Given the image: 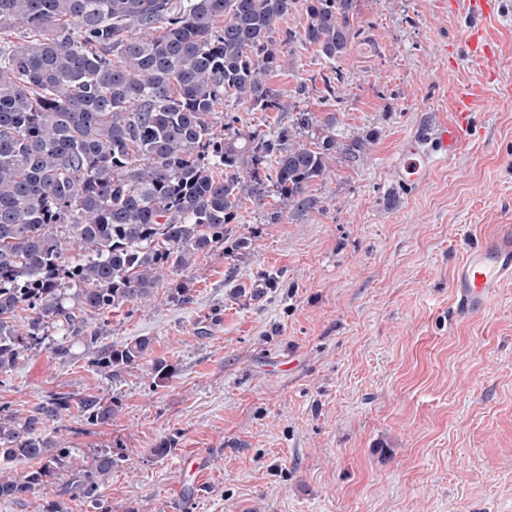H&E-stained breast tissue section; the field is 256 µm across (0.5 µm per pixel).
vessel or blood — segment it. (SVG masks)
<instances>
[{
	"instance_id": "vessel-or-blood-1",
	"label": "vessel or blood",
	"mask_w": 512,
	"mask_h": 512,
	"mask_svg": "<svg viewBox=\"0 0 512 512\" xmlns=\"http://www.w3.org/2000/svg\"><path fill=\"white\" fill-rule=\"evenodd\" d=\"M489 3L490 0H463L470 22L467 49L471 55L483 58L489 52L480 41V23L490 15ZM466 117V112H458L453 121L435 122L401 140L390 159L400 186L418 189L432 179L440 166L447 164L460 148ZM508 279H512V224H501L493 235L469 247L453 270L451 286L457 316L481 313Z\"/></svg>"
}]
</instances>
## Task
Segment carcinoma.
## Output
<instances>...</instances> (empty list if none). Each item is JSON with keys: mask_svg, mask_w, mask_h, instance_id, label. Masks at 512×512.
Wrapping results in <instances>:
<instances>
[{"mask_svg": "<svg viewBox=\"0 0 512 512\" xmlns=\"http://www.w3.org/2000/svg\"><path fill=\"white\" fill-rule=\"evenodd\" d=\"M299 8L303 33L279 37ZM356 11L357 0H0V375L76 346L107 377L137 367L151 339L104 345L108 320L91 318L148 304L168 274L223 246L243 199L308 204L340 151L332 135L300 141L314 113L271 137L218 133L216 119L229 105L283 110L270 76L293 68L285 46L297 38L336 64L359 42ZM168 288L191 302L186 283ZM116 408L70 392L25 414L0 406V500L49 490L41 512L77 499L112 512L102 489L121 454L102 448L75 469L49 424L75 409L108 425Z\"/></svg>", "mask_w": 512, "mask_h": 512, "instance_id": "1", "label": "carcinoma"}]
</instances>
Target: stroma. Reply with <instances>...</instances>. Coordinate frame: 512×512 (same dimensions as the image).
Instances as JSON below:
<instances>
[{
  "label": "stroma",
  "instance_id": "obj_1",
  "mask_svg": "<svg viewBox=\"0 0 512 512\" xmlns=\"http://www.w3.org/2000/svg\"><path fill=\"white\" fill-rule=\"evenodd\" d=\"M483 23L494 55L465 52L469 22L449 0H357L363 40L340 63L298 49L276 73L290 107L228 109L265 135L297 112L333 118L337 154L305 208L245 202L221 249L178 278L193 300L110 313L105 343L152 340L148 359L108 378L86 355L42 349L0 376V405L48 392L113 399L108 426L63 419L76 465L123 457L103 495L112 512H512V281L494 306L453 317L450 278L471 244L512 224V0ZM470 98L457 156L423 188L388 165L425 117L454 119ZM281 211L273 222L270 212ZM249 249L235 250L239 239ZM173 375L155 381L152 362ZM175 443L156 456L163 440ZM204 475L180 467L197 450Z\"/></svg>",
  "mask_w": 512,
  "mask_h": 512
}]
</instances>
